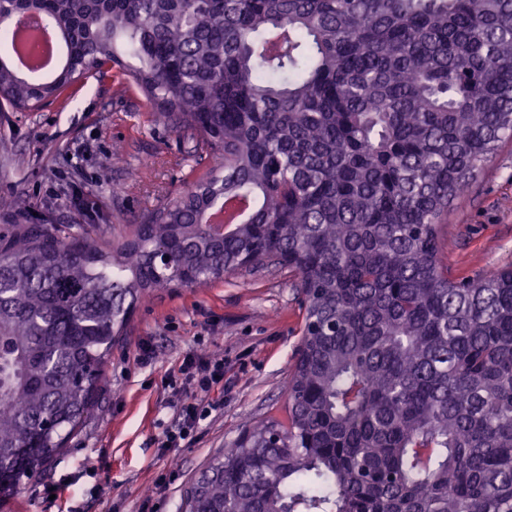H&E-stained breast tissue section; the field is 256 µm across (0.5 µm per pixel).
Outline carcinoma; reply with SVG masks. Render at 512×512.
Returning <instances> with one entry per match:
<instances>
[{
    "instance_id": "cac0c4a2",
    "label": "carcinoma",
    "mask_w": 512,
    "mask_h": 512,
    "mask_svg": "<svg viewBox=\"0 0 512 512\" xmlns=\"http://www.w3.org/2000/svg\"><path fill=\"white\" fill-rule=\"evenodd\" d=\"M8 2L65 56L3 60L1 101L112 72L221 166L110 247L0 235V502L82 425L138 303L273 261L305 300L288 424L248 425L184 512H512V268L439 259L512 141V0Z\"/></svg>"
}]
</instances>
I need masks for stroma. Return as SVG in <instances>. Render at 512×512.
<instances>
[{"label":"stroma","instance_id":"stroma-1","mask_svg":"<svg viewBox=\"0 0 512 512\" xmlns=\"http://www.w3.org/2000/svg\"><path fill=\"white\" fill-rule=\"evenodd\" d=\"M152 110L136 88L95 74L42 108L0 107V197L21 205L0 210V232L46 212L53 226L106 243L187 193L217 160L194 156L192 140L153 122ZM442 234L440 261L452 277L512 266V143L454 202ZM298 282L272 262L139 304L92 414L0 512H180L186 489L246 422L285 419L304 319ZM193 351L223 360L224 399L194 442L165 453L159 443L176 394L164 378ZM141 354L149 365L138 363ZM169 474L174 482L158 491L156 480Z\"/></svg>","mask_w":512,"mask_h":512}]
</instances>
